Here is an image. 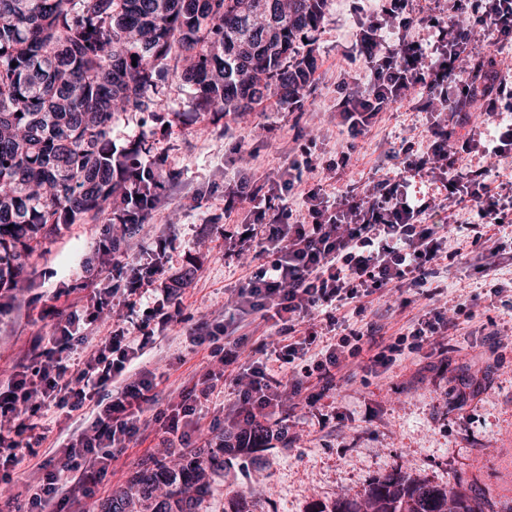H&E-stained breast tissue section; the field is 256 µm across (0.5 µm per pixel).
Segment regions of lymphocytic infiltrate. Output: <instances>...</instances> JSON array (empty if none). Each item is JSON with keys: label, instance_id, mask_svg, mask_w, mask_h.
Returning a JSON list of instances; mask_svg holds the SVG:
<instances>
[{"label": "lymphocytic infiltrate", "instance_id": "obj_1", "mask_svg": "<svg viewBox=\"0 0 512 512\" xmlns=\"http://www.w3.org/2000/svg\"><path fill=\"white\" fill-rule=\"evenodd\" d=\"M410 0H374L370 23L356 36L357 48L371 73L368 85L345 81L337 87L336 126L341 135L340 164L349 165L359 138L367 136L393 104L412 100L423 91V108L437 116L429 128L425 150L406 155L395 176L372 178L361 191L328 196L310 188L304 174L318 179L335 172L303 149L302 157L282 165L276 178L259 174L241 182L238 195L252 205L253 221L228 224L224 238L240 251L263 257L258 271L237 291L241 312L234 332L225 338L207 333L204 341L221 357V369L203 366L199 376L177 384L178 401L156 414L165 435L189 447L199 430L203 400L223 380L225 368L237 363L242 345L256 334L277 332L283 363L299 369L284 386L273 385L263 366L256 365L233 377L237 398L229 407L237 446L248 450L254 430L271 431L279 422L285 402L309 401L354 378L362 351H371L373 366L388 371L398 360L430 348L443 353L444 341L473 321L470 304H457L453 314L432 307L442 293L431 281L434 266L448 257V224L443 214L453 205L466 204L480 220L472 245L476 253L488 249L484 233L490 224L506 220L507 204L472 166V154L505 161L512 155V83L507 82L495 57L482 45L505 47L512 43V0H452L450 13L429 15L425 24L432 40L408 36ZM401 28L397 43L387 34ZM465 92L449 96L452 84ZM481 123L488 142L460 137L459 128ZM428 178L431 197L409 195L415 178ZM105 254L113 278L129 297H141L149 288L160 294L150 317L169 322L165 304L171 299L167 271L129 266L119 241ZM415 292L424 298L419 315L393 323L351 325L365 317L374 303L392 293ZM111 288L98 289L86 302L74 305L57 336L47 347L27 356L19 371L0 386V482L10 488L11 501L24 512H65V486L78 479L92 492L108 474L121 471L129 445L147 437L145 409L158 401L156 376L128 373L127 366L153 339L145 331L131 336L119 328L96 338L93 326L100 311L114 296ZM327 311L329 325H347L336 343L316 346L317 334L308 324L315 313ZM79 349L85 354L80 369L70 370L64 355ZM121 391L108 403L95 402L115 379ZM52 405L66 414L90 417L91 422L65 442L50 443V457L37 464L26 481L14 482L10 467L18 465L27 424L22 413Z\"/></svg>", "mask_w": 512, "mask_h": 512}]
</instances>
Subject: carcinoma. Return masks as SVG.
Returning a JSON list of instances; mask_svg holds the SVG:
<instances>
[{"instance_id":"1","label":"carcinoma","mask_w":512,"mask_h":512,"mask_svg":"<svg viewBox=\"0 0 512 512\" xmlns=\"http://www.w3.org/2000/svg\"><path fill=\"white\" fill-rule=\"evenodd\" d=\"M325 0H0V288H12L31 242L62 224L112 211L151 173L114 155L115 115L149 107L172 74L199 112H243L274 85L297 99L311 61L289 69ZM16 66H11V63ZM137 66H132V63ZM13 229H7V226ZM181 455L145 467L106 512H196L206 472ZM196 496H191V493ZM329 512H481L453 486L387 476L364 502Z\"/></svg>"}]
</instances>
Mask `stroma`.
Masks as SVG:
<instances>
[{
	"label": "stroma",
	"instance_id": "obj_1",
	"mask_svg": "<svg viewBox=\"0 0 512 512\" xmlns=\"http://www.w3.org/2000/svg\"><path fill=\"white\" fill-rule=\"evenodd\" d=\"M366 22L356 0H326L320 24L298 45V58L314 61L299 100H285L272 88L251 111L202 116L189 88L168 76L159 83L161 109L116 115L112 149L124 153L134 143L146 144L139 160L160 176L156 207L130 234L102 214L61 225L35 243L18 290L0 309V374L13 371L24 349L56 334L62 321L57 311L64 306L60 292L86 296L106 287L98 247L108 236L122 235L130 264L162 263L182 278L172 296L178 315L167 326H154V340L137 364L162 377L157 408L166 409L167 379L208 362L207 349L195 346L193 336L234 314L235 290L257 267L249 255L225 252V195L235 191L251 153L278 168L294 148L296 132L311 140L312 152L335 158L336 84L347 73L368 80L367 70L354 61L355 35ZM432 120L409 103L395 105L359 140L355 161L326 181L325 189H360L375 172H396L394 151L425 140ZM488 234L505 253L485 271L468 257L471 225L451 227L448 246L463 258L441 271V300L453 306L474 299L478 305L471 329L448 337L447 353L422 351L380 376L362 359L352 383L284 412L278 437L228 456L223 471L211 475L200 512H232L241 501L251 512H315L364 500L388 474L439 487L453 481L483 512H512V308L490 296L496 285L512 289V223L490 226ZM235 395L228 380L211 396L189 455L207 459L228 436L224 406ZM152 416L149 410L143 414L150 422ZM170 454L151 422L148 440L128 449L125 467L106 477L102 490L87 498L72 483L68 493L85 512H103L112 494L147 463L169 460Z\"/></svg>",
	"mask_w": 512,
	"mask_h": 512
}]
</instances>
